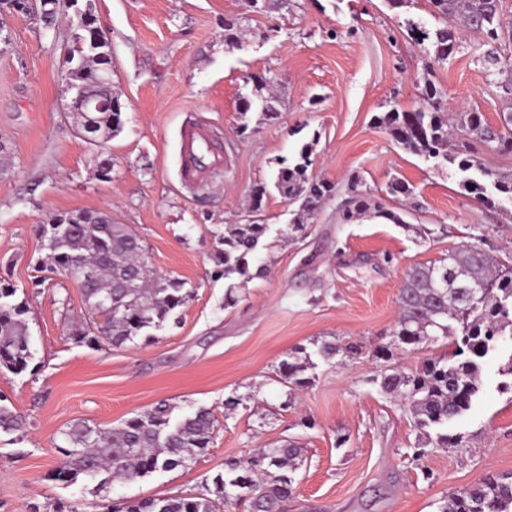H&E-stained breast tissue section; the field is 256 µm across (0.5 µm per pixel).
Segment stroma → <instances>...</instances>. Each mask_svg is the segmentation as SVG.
Listing matches in <instances>:
<instances>
[{
	"mask_svg": "<svg viewBox=\"0 0 512 512\" xmlns=\"http://www.w3.org/2000/svg\"><path fill=\"white\" fill-rule=\"evenodd\" d=\"M90 9L112 52V93L122 126L105 141L86 139L67 107L66 54L77 11ZM440 22L428 0L393 9L387 0H61L45 28L0 0V280L25 303L34 359L26 372H0V398L22 420L0 431V512H53L70 505L101 512L121 499L212 495L226 459L293 439L303 450L285 512H437L442 497L512 473V388L503 358L487 360L484 391L449 424L457 448L410 457L417 440L408 409L378 391L387 365L410 373L447 341L409 352L393 331L405 271L473 243L512 260V205L480 209L456 166L429 168L375 121L391 107L414 110L434 82L450 111L482 113L500 124L502 92L476 51L482 37L455 30L456 48L435 61L407 20ZM240 33L224 40L225 23ZM272 96L276 117L257 96ZM214 131L224 172L181 178L182 131ZM312 143V176L333 192L303 231L281 239L294 206L274 188L278 164ZM111 158L102 175L100 162ZM410 196H395L392 180ZM267 194L259 213L272 227L260 251L267 276L228 291L211 255L225 225L251 220L250 194ZM368 194L401 224L366 216L342 223L352 196ZM104 211L131 227L162 278L191 292L179 324L114 346L68 337L93 324L81 288L61 274L39 276L48 251L38 227L50 216ZM411 231H404V224ZM235 302H227V293ZM325 342L339 354L318 362L301 390L280 365ZM356 354H349V347ZM393 357H377L379 348ZM240 398L226 410L224 402ZM166 404L171 419L198 407L217 421L208 449L186 466L111 487L82 477L53 479L71 423L101 428Z\"/></svg>",
	"mask_w": 512,
	"mask_h": 512,
	"instance_id": "obj_1",
	"label": "stroma"
}]
</instances>
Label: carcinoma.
I'll return each mask as SVG.
<instances>
[{
    "mask_svg": "<svg viewBox=\"0 0 512 512\" xmlns=\"http://www.w3.org/2000/svg\"><path fill=\"white\" fill-rule=\"evenodd\" d=\"M433 16L442 26L429 32L409 20L407 25L419 41L431 40L434 59L445 62L455 49L453 26H462L486 36L479 45V57L490 83L512 100V62L498 51L502 0H430ZM103 45L86 53L72 79L86 82L89 104L76 112L80 125L91 121L87 134L92 139L112 137L121 125L122 105L112 99V108L97 110L94 105L101 89L91 83L85 71L103 66ZM423 103L412 111L393 108L376 117V122L405 151L421 158L429 167L457 166L463 173L462 186L481 208L491 210L504 200L512 202V175L494 170L487 157L512 152V112L502 125H492L479 112L455 113L448 125V111L442 108L441 92L432 82L422 88ZM481 144L485 157L471 153L465 142ZM312 145L302 146L292 161L281 162L274 186L288 200L298 204L291 232L305 228L333 191L330 184L310 177ZM402 223L396 213L371 205L360 193L343 210L344 221L367 213ZM49 231L40 230L47 242L48 258L54 271L76 274L85 302L103 316L97 331L73 327L70 339L76 344L99 342L103 337L115 345L132 341L156 329L188 298L185 282L178 278H154L142 263L140 238L125 224H114L106 214L68 213L49 218ZM270 225L233 224L219 238L220 247L212 261L216 273L245 282L266 275L268 268L259 257V245ZM481 288L474 303L467 287ZM17 288L0 283V371L21 374L32 359L22 303L12 302ZM399 316L395 336L398 343L413 349L427 340L450 341L446 357L430 358L420 369L407 374L386 368L374 379L379 390L408 407L419 433L411 461L419 462L431 446H457L459 434H448V424L469 411L478 400L484 382L486 358L500 351L498 337L512 331V265L503 263L477 246L467 243L448 251L447 257L413 266L405 271L397 299ZM314 366L310 356L281 365L282 379L297 387L309 382L305 372ZM19 419L0 404V429L15 430ZM215 428L211 409L199 407L175 422L166 406L160 405L136 415L112 431H102L77 422L63 433L60 447L64 462L54 471V479L73 484L79 477L100 478L99 484L129 481L157 471L182 467L205 452ZM436 436H431V432ZM301 448L293 442L264 450L254 456L225 462L224 473L214 478L218 499L203 494L123 501L112 512H220L235 498H249L251 512H282L293 492L291 474L298 468ZM438 512H512V475L490 478L480 486L454 491L440 502Z\"/></svg>",
    "mask_w": 512,
    "mask_h": 512,
    "instance_id": "1",
    "label": "carcinoma"
}]
</instances>
